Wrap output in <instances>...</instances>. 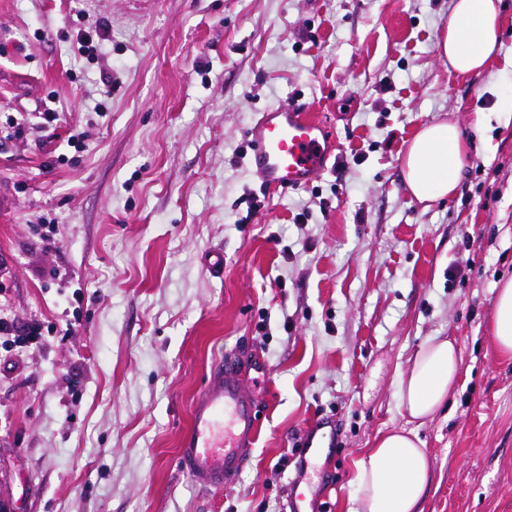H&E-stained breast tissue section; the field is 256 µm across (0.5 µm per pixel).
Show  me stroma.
<instances>
[{
    "instance_id": "obj_1",
    "label": "stroma",
    "mask_w": 512,
    "mask_h": 512,
    "mask_svg": "<svg viewBox=\"0 0 512 512\" xmlns=\"http://www.w3.org/2000/svg\"><path fill=\"white\" fill-rule=\"evenodd\" d=\"M451 5L0 0V307L46 330L0 355L15 512H284L318 417L336 446L313 512H349L354 462L406 425L398 375L432 336L462 365L448 408L417 427L422 512H512V358L487 330L512 277V0L499 55L471 76L437 54ZM288 99L336 158L265 194L246 131ZM438 120L470 159L454 193L421 203L402 159ZM227 351L260 430L235 483L205 490L177 451Z\"/></svg>"
}]
</instances>
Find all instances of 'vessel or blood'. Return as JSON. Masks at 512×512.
<instances>
[{
    "label": "vessel or blood",
    "instance_id": "1",
    "mask_svg": "<svg viewBox=\"0 0 512 512\" xmlns=\"http://www.w3.org/2000/svg\"><path fill=\"white\" fill-rule=\"evenodd\" d=\"M248 136L251 166L268 191L307 187L315 175L325 171L333 152L322 122L296 100L262 112ZM258 424L257 404L244 390L233 354L225 353L212 366L193 402L191 424L178 452L181 470L202 488L223 489L246 464ZM335 443L333 420L319 418L308 427L297 474L285 489L288 512H307L300 486L313 477L320 450Z\"/></svg>",
    "mask_w": 512,
    "mask_h": 512
}]
</instances>
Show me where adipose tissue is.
<instances>
[{
  "label": "adipose tissue",
  "instance_id": "ef3b65f1",
  "mask_svg": "<svg viewBox=\"0 0 512 512\" xmlns=\"http://www.w3.org/2000/svg\"><path fill=\"white\" fill-rule=\"evenodd\" d=\"M497 0H453L438 53L450 71L484 72L501 49ZM466 141L456 122L441 120L423 127L403 158L404 183L420 202L452 194L467 161ZM488 331L496 350L512 358V278L497 288ZM461 352L452 338H428L401 373L398 395L410 420L432 418L448 401L461 371ZM431 461L416 429L381 432L355 462L357 495L351 512H419L431 481Z\"/></svg>",
  "mask_w": 512,
  "mask_h": 512
}]
</instances>
